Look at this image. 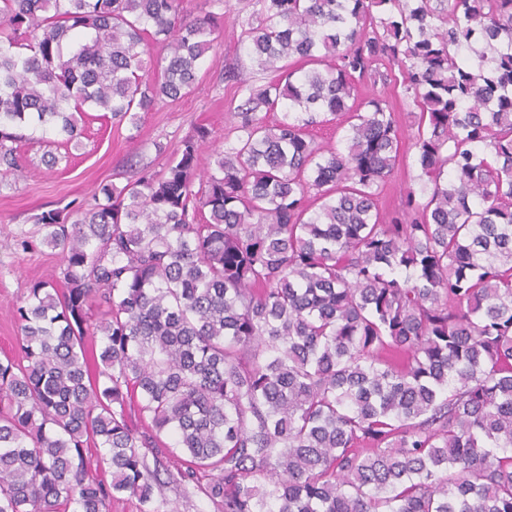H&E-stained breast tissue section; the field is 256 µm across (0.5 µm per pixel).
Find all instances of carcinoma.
<instances>
[{
  "mask_svg": "<svg viewBox=\"0 0 512 512\" xmlns=\"http://www.w3.org/2000/svg\"><path fill=\"white\" fill-rule=\"evenodd\" d=\"M221 2L0 0V175L34 123L77 148L188 96ZM249 6L224 149L197 125L34 217L65 289L14 310L0 512H512V0ZM391 87L417 175L386 211ZM336 121L341 149L309 133Z\"/></svg>",
  "mask_w": 512,
  "mask_h": 512,
  "instance_id": "cac0c4a2",
  "label": "carcinoma"
}]
</instances>
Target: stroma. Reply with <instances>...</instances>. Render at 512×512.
<instances>
[{"label": "stroma", "instance_id": "stroma-1", "mask_svg": "<svg viewBox=\"0 0 512 512\" xmlns=\"http://www.w3.org/2000/svg\"><path fill=\"white\" fill-rule=\"evenodd\" d=\"M215 11L222 16L219 47L208 54L204 74L190 95L142 113L136 131L126 124L89 120L81 148L74 150L70 162L50 171L41 162L46 150L41 140L35 138L21 146L30 175L0 184V354L11 353L17 345L20 330L13 317L15 305L33 282L60 277L58 258L50 247L37 240L25 251L15 246L20 230L32 228L34 215L70 203L92 204L99 185L125 184L130 165L161 166L165 158L158 154L157 145L176 148L195 125L211 127L216 147H223L225 119L242 98L237 86L225 81L224 68L248 61L238 24L248 11L247 0H224Z\"/></svg>", "mask_w": 512, "mask_h": 512}]
</instances>
